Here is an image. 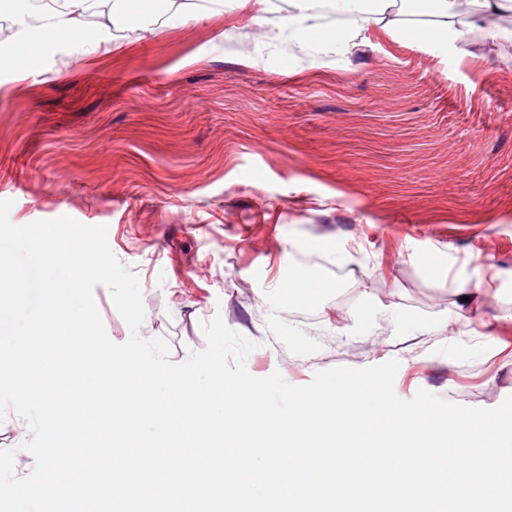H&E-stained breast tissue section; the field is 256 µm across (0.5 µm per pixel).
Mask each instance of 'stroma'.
<instances>
[{
	"mask_svg": "<svg viewBox=\"0 0 512 512\" xmlns=\"http://www.w3.org/2000/svg\"><path fill=\"white\" fill-rule=\"evenodd\" d=\"M231 6L115 20L108 54L52 41L0 69V200L23 225L108 228L136 272L140 335L180 363L221 315L256 377L400 363L395 392L512 396V42L370 29L289 51ZM28 424L0 420L18 476Z\"/></svg>",
	"mask_w": 512,
	"mask_h": 512,
	"instance_id": "stroma-1",
	"label": "stroma"
}]
</instances>
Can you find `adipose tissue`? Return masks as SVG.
<instances>
[{
  "label": "adipose tissue",
  "instance_id": "adipose-tissue-1",
  "mask_svg": "<svg viewBox=\"0 0 512 512\" xmlns=\"http://www.w3.org/2000/svg\"><path fill=\"white\" fill-rule=\"evenodd\" d=\"M30 0H0V12L8 13L13 26L9 40L0 41V65L29 57H41L51 37L77 35L85 55L109 52L103 36L128 0H49L44 11L43 33L35 35L27 18ZM289 9L280 19L288 37L307 39L339 50L355 39L349 29H328L313 8V0H288ZM336 12L360 11L362 29L379 26L403 40L430 44L447 42L456 33L457 0H413L404 9L401 0H334Z\"/></svg>",
  "mask_w": 512,
  "mask_h": 512
}]
</instances>
